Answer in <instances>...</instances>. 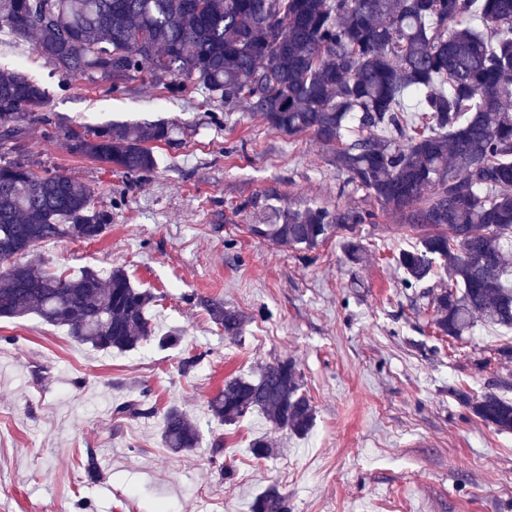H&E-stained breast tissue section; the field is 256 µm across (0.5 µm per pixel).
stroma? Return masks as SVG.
I'll return each instance as SVG.
<instances>
[{
	"mask_svg": "<svg viewBox=\"0 0 512 512\" xmlns=\"http://www.w3.org/2000/svg\"><path fill=\"white\" fill-rule=\"evenodd\" d=\"M33 45L0 31V68L20 67L49 92L23 149L35 170L93 186L112 212L97 240H48L39 255L54 270L124 267L156 294L160 332L181 339L103 352L33 314L0 318V512H156L162 503L170 512H251L271 486L290 512H512V434L449 393L477 395L512 376V365L494 361L512 333L479 326L461 341L433 333L432 310L412 308L392 261L414 240L388 216L360 225L368 250L360 265L336 237L307 251L250 233L256 198L363 205L311 136L271 130L245 106L225 111L202 90L167 99L137 82L116 96L64 76ZM156 121L180 132L153 144L158 166L144 178L71 153L64 137ZM207 299L247 316L240 337L225 338ZM286 359L315 410L307 435L256 413L231 425L208 413L226 378ZM142 396L154 415H113ZM173 404L200 429L194 452L163 443L160 414ZM260 436L275 449L265 459L250 448ZM90 455L94 480L84 470Z\"/></svg>",
	"mask_w": 512,
	"mask_h": 512,
	"instance_id": "stroma-1",
	"label": "stroma"
}]
</instances>
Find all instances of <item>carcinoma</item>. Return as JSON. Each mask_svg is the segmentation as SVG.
Here are the masks:
<instances>
[{
    "label": "carcinoma",
    "mask_w": 512,
    "mask_h": 512,
    "mask_svg": "<svg viewBox=\"0 0 512 512\" xmlns=\"http://www.w3.org/2000/svg\"><path fill=\"white\" fill-rule=\"evenodd\" d=\"M0 0V30L35 39V52L116 95L138 79L171 98L203 88L232 110L248 104L272 130L313 136L369 207L265 205L249 231L311 250L337 234L359 262L361 224L391 215L417 239L394 257L402 285L433 310L436 334L512 330V0ZM47 90L19 69H0V317L29 314L67 328L99 351H130L156 335V296L122 266L53 271L35 254L46 239H98L112 212L94 187L57 171L38 174L18 144ZM174 125L105 124L65 133L71 152L140 178L157 168L149 143ZM230 338L246 317L207 304ZM476 417L512 433V399L451 390ZM115 411L153 413L145 401ZM233 424L260 412L304 436L314 407L291 361L254 378L229 377L208 402ZM176 453L202 442L176 406L162 414ZM252 512H288L262 493Z\"/></svg>",
    "instance_id": "cac0c4a2"
}]
</instances>
